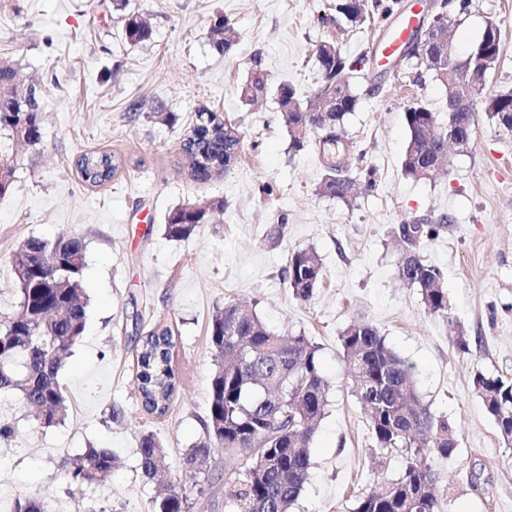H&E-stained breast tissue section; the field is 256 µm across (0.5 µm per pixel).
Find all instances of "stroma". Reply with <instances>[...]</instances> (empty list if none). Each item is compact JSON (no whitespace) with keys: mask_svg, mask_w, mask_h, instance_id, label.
<instances>
[{"mask_svg":"<svg viewBox=\"0 0 512 512\" xmlns=\"http://www.w3.org/2000/svg\"><path fill=\"white\" fill-rule=\"evenodd\" d=\"M412 2L399 0L386 21L355 29L339 18L324 22L331 0H129L152 29L133 45L112 0H0V61L45 88L39 144L19 145L0 131L14 165L12 188L0 197V315L16 310L12 260L31 237L83 240L90 299L84 335L59 371L64 421L43 427L18 393L0 392V422L13 429L0 440V512L23 496L44 512H154L162 489L139 468V438L150 431L163 441L168 480L182 486L183 454L205 439L217 365L210 318L233 298L253 304L271 333H301L319 346L328 406L293 512H351L370 482L397 479L405 466L402 454L376 450L345 381L339 336L355 321L375 326L414 364L424 403L459 427L457 453L435 464L440 512H512V449L473 387L479 373L512 377V136L478 115L471 150L451 153L431 179L405 175L407 106L448 110L433 74L379 63L378 45ZM445 12L460 57L488 22L499 24L502 58L485 87H512V0H448ZM219 15L236 35L225 55L209 42ZM323 41L351 64L350 174L370 171L376 181L373 192L345 202L322 194L320 159L312 144L295 147L277 99L283 83L313 93ZM257 68L269 91L250 105L241 88ZM157 106L175 123L154 114ZM202 109L241 136L232 167L207 180L192 177L181 149ZM90 152L123 161L104 185L84 183L75 168ZM205 200L223 201L220 223L183 240L165 235L171 208ZM441 215L447 228L423 250L448 290L447 315L434 316L399 278L393 230ZM299 248L313 249L324 273L306 302L282 277ZM164 327L175 341L176 390L158 416L141 404L136 354L142 336ZM88 447L112 451L117 463L109 482L78 490L66 464Z\"/></svg>","mask_w":512,"mask_h":512,"instance_id":"1","label":"stroma"}]
</instances>
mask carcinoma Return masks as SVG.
<instances>
[{"label": "carcinoma", "mask_w": 512, "mask_h": 512, "mask_svg": "<svg viewBox=\"0 0 512 512\" xmlns=\"http://www.w3.org/2000/svg\"><path fill=\"white\" fill-rule=\"evenodd\" d=\"M332 9L352 27L369 17L368 0H333ZM231 24L219 16L211 25V48L227 53L232 45ZM123 34L132 44L150 39L152 31L136 12L123 16ZM502 53L501 29L490 23L468 57L482 59L484 72L496 69ZM316 59L322 74L312 96L301 95L290 85L277 90L280 107L288 108L284 120L293 144L304 145L308 137L324 167L323 194L346 201L353 188L344 181L341 167L350 159L351 147L343 140L344 117L355 110L357 97L345 72L348 59L330 42L316 46ZM16 71L0 66V130L17 138V131L27 138L42 139L41 102L25 118L14 109ZM475 112L483 111L497 128L512 134V88L494 94L477 82ZM267 81L256 72L242 89L247 102L262 99ZM336 99V111L330 114L327 128L317 129L306 122L310 109L326 99ZM409 130L403 171L423 180L433 173L445 150L452 127L424 104L415 102L405 111ZM241 137L230 124L221 122L208 110L196 113L195 123L186 136V155L191 175L206 179L224 172L230 154L239 150ZM82 180L99 186L112 179L118 169L110 153H85L77 162ZM224 212V203L213 200L182 204L166 217L164 233L180 240L191 236L204 224H214ZM448 218L400 224L394 230L405 251L399 262V276L418 289L427 312L448 315V289L443 270L421 255L425 244L436 239L447 226ZM62 259L61 268L51 279L39 277L27 281L19 290L18 310L0 317V349L6 352L0 361V391H17L24 402L41 409L39 423L51 427L66 415L67 405L58 380L63 356L79 341L86 327L88 297L82 285L85 245L78 237H59L48 241L31 237L15 253L20 263L25 253H48ZM323 277L322 264L312 249H299L288 255L283 280L293 296L309 300ZM52 308L55 314L36 325L29 316ZM209 338L217 357V369L211 379L209 407L204 421L206 439L183 454L182 473L185 486L156 502V512H187L190 508L186 486H200L199 479L209 475L212 450H224V501H210L214 509L224 505V512H290L309 477L310 448L317 424L326 406L328 382L319 358V346L299 334L288 338L269 332L254 307L235 300L216 310L209 324ZM345 376L360 405L376 447L383 453L400 452L407 462L395 480L374 482L356 499L353 512H438L435 494L434 463L447 459L457 450L454 423L436 417L423 403L413 377V366L400 358L385 337L368 323L348 325L340 336ZM174 347L167 328L151 330L141 342L137 380L144 409L162 415L175 389L171 366ZM474 390L509 447L512 446V380L502 376L478 374ZM116 458L102 448L90 447L69 464L71 484H103L112 477ZM139 462L144 476L153 479L169 468L161 440L145 432L139 440Z\"/></svg>", "instance_id": "carcinoma-1"}]
</instances>
